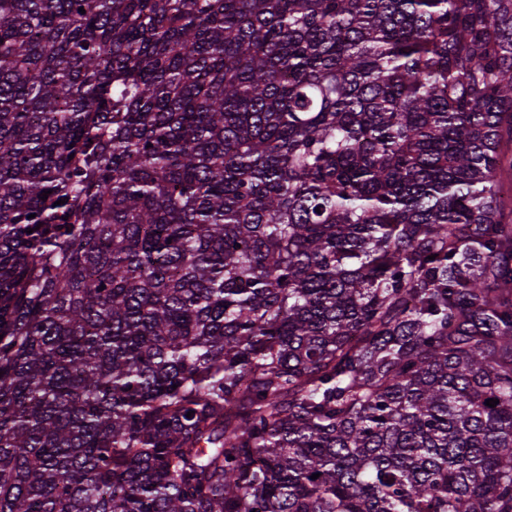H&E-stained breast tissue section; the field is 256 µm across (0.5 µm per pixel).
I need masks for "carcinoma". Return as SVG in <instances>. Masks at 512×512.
I'll return each mask as SVG.
<instances>
[{
	"label": "carcinoma",
	"mask_w": 512,
	"mask_h": 512,
	"mask_svg": "<svg viewBox=\"0 0 512 512\" xmlns=\"http://www.w3.org/2000/svg\"><path fill=\"white\" fill-rule=\"evenodd\" d=\"M504 174L512 0H0V512H512Z\"/></svg>",
	"instance_id": "obj_1"
}]
</instances>
